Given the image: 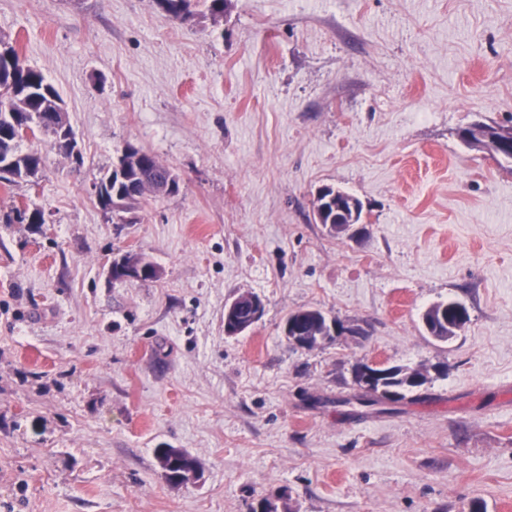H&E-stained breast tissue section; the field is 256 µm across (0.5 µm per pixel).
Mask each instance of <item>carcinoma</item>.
Masks as SVG:
<instances>
[{
  "label": "carcinoma",
  "mask_w": 512,
  "mask_h": 512,
  "mask_svg": "<svg viewBox=\"0 0 512 512\" xmlns=\"http://www.w3.org/2000/svg\"><path fill=\"white\" fill-rule=\"evenodd\" d=\"M158 7L171 19L187 21L197 15L217 21L224 17L231 0H155ZM40 117L39 136L54 140L61 131H72L63 99L56 87L42 72L20 64L17 52L5 37L0 36V165L7 167L10 176L0 177V183L18 185L36 177L43 168V155L37 149H24V137L17 134V127L30 114ZM466 144L479 148L487 141H501L512 137V127L473 124L459 131ZM124 167L121 171L106 172L99 177L107 182L105 191L112 196V211L132 215L129 223L138 221L136 212L149 201L145 193L152 186L173 195L179 191V177L163 166L150 153L127 142L124 146ZM5 223L16 221L28 224L45 223L43 213L26 208H14L4 217ZM157 276L155 266L137 254L126 253L114 260L112 279L115 281H149ZM456 302L437 303L427 310L430 318L428 333L440 341L454 335ZM325 320L318 309H307L303 314L302 329L306 336L322 334ZM389 383L405 393H411L428 383L422 372L405 366L388 368ZM156 459L171 464V472L186 468L197 469L199 462L181 448H157Z\"/></svg>",
  "instance_id": "1"
}]
</instances>
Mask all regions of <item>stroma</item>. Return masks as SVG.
I'll return each instance as SVG.
<instances>
[{
    "instance_id": "1",
    "label": "stroma",
    "mask_w": 512,
    "mask_h": 512,
    "mask_svg": "<svg viewBox=\"0 0 512 512\" xmlns=\"http://www.w3.org/2000/svg\"><path fill=\"white\" fill-rule=\"evenodd\" d=\"M60 92L82 164L0 186V512H512V165L458 137L512 125V0H0ZM180 178L135 224L93 182L125 143ZM326 185L363 204L330 235ZM158 269L112 281L127 252ZM264 314L224 333V305ZM456 300L448 340L422 321ZM365 329L305 349L288 313ZM426 370L425 403L333 405L362 362ZM200 464L179 485L154 450ZM158 7L171 19L187 21L197 15L217 21L224 17L231 0H155ZM203 8L199 10L198 8ZM241 296L248 299L252 309L254 310L253 314V324L252 326L259 321L264 313V303L262 299L257 295L251 294H242L236 298H234L231 302L225 305L224 307V333L227 336H238L244 333L247 330L246 325H238L234 322V313L239 307V302L241 300Z\"/></svg>"
}]
</instances>
